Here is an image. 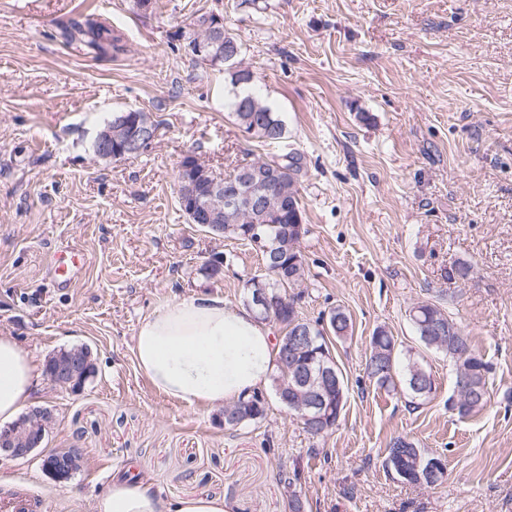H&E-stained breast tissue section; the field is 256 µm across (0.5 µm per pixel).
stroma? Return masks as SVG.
Listing matches in <instances>:
<instances>
[{
	"label": "stroma",
	"mask_w": 512,
	"mask_h": 512,
	"mask_svg": "<svg viewBox=\"0 0 512 512\" xmlns=\"http://www.w3.org/2000/svg\"><path fill=\"white\" fill-rule=\"evenodd\" d=\"M223 14L238 60L286 126L266 145L224 108V67L193 63L176 31ZM94 15L122 37L99 56L61 26ZM150 112L155 140L131 160L93 144L113 113ZM302 153L299 244L310 322L336 307L351 338L329 345L348 386L338 426L314 437L286 406L234 429L224 412L156 391L138 369L141 321L201 293L240 308L261 264L250 246L190 223L178 202L185 154L217 172ZM74 245L86 264L68 288L51 269ZM224 271L206 276L212 255ZM463 278H449L458 264ZM421 302L460 323L489 366L490 401L452 408L454 366L424 349L410 320ZM399 355H422L435 390L418 409L404 388L365 371L375 329ZM0 336L35 364L91 348L77 392L43 385L54 429L32 456L0 463V495L36 512H95L113 472L137 463L170 498L223 496L232 512H512V0H0ZM402 436L441 457L444 480L404 483L385 448ZM74 448L82 467L56 482L41 458Z\"/></svg>",
	"instance_id": "stroma-1"
}]
</instances>
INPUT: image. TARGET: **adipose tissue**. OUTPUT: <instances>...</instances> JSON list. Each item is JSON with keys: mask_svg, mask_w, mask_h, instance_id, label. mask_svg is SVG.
Masks as SVG:
<instances>
[{"mask_svg": "<svg viewBox=\"0 0 512 512\" xmlns=\"http://www.w3.org/2000/svg\"><path fill=\"white\" fill-rule=\"evenodd\" d=\"M137 366L166 396L220 408L262 389L275 368L272 331L251 311L201 294L175 299L146 318L134 338ZM41 373L12 338L0 336V422L15 418ZM95 512H231L225 498H164L144 480L116 474Z\"/></svg>", "mask_w": 512, "mask_h": 512, "instance_id": "ef3b65f1", "label": "adipose tissue"}]
</instances>
